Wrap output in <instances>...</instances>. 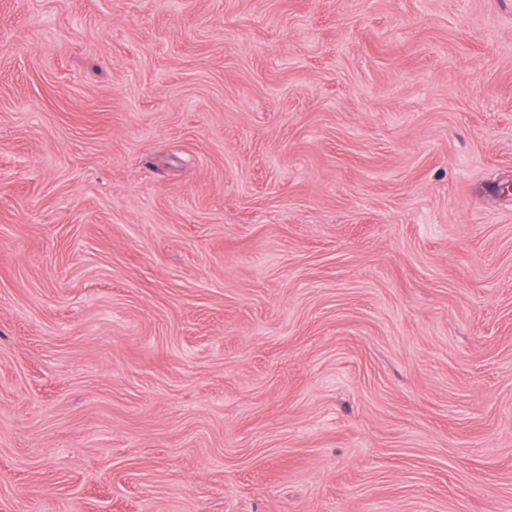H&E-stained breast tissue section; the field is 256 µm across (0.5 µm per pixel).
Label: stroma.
<instances>
[{
  "label": "stroma",
  "instance_id": "stroma-1",
  "mask_svg": "<svg viewBox=\"0 0 512 512\" xmlns=\"http://www.w3.org/2000/svg\"><path fill=\"white\" fill-rule=\"evenodd\" d=\"M512 0H0V512H512Z\"/></svg>",
  "mask_w": 512,
  "mask_h": 512
}]
</instances>
